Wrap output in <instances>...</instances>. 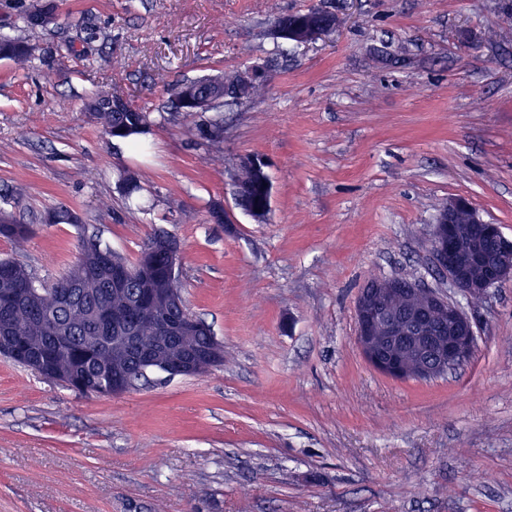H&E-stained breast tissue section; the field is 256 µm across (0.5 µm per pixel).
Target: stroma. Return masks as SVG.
Segmentation results:
<instances>
[{"mask_svg": "<svg viewBox=\"0 0 512 512\" xmlns=\"http://www.w3.org/2000/svg\"><path fill=\"white\" fill-rule=\"evenodd\" d=\"M56 5L31 68L0 60V208L33 227L0 258L48 283L82 234L133 261L166 231L224 362L99 398L0 356V512H512V282L464 297L431 250L458 196L512 239V0ZM313 6L335 31L277 38V16ZM249 67L263 93L225 111L219 144L211 113L165 111V85ZM100 90L152 108L145 150L103 136L85 110ZM251 155L273 185L261 221L233 199ZM61 205L84 232L44 223ZM390 276L459 302L469 361L431 380L367 362L355 300Z\"/></svg>", "mask_w": 512, "mask_h": 512, "instance_id": "obj_1", "label": "stroma"}]
</instances>
